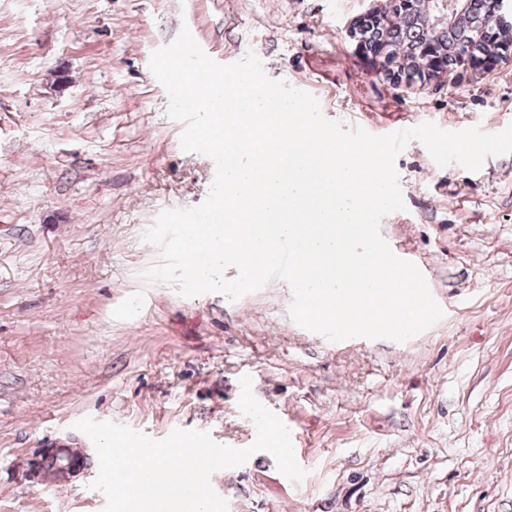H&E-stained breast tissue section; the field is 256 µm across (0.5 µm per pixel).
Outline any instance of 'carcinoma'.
Returning <instances> with one entry per match:
<instances>
[{
  "instance_id": "1",
  "label": "carcinoma",
  "mask_w": 512,
  "mask_h": 512,
  "mask_svg": "<svg viewBox=\"0 0 512 512\" xmlns=\"http://www.w3.org/2000/svg\"><path fill=\"white\" fill-rule=\"evenodd\" d=\"M488 0H464V10L450 26L439 31L427 26L431 8L426 0H392L389 28H384L371 14L364 15L358 23L367 49L366 55L375 57L380 51L387 53V60L409 59L412 66H430L428 47L434 42L442 44L439 69L452 70L461 66L466 54L476 64L485 63L483 53H491L507 42L487 15ZM72 466V458L53 449L42 457V468L50 472Z\"/></svg>"
}]
</instances>
